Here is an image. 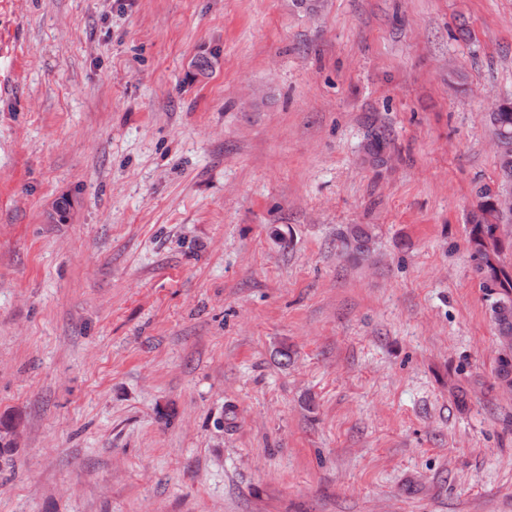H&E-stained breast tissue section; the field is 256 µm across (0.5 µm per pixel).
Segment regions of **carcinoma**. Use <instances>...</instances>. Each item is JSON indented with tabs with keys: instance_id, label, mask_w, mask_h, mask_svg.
<instances>
[{
	"instance_id": "obj_1",
	"label": "carcinoma",
	"mask_w": 512,
	"mask_h": 512,
	"mask_svg": "<svg viewBox=\"0 0 512 512\" xmlns=\"http://www.w3.org/2000/svg\"><path fill=\"white\" fill-rule=\"evenodd\" d=\"M495 140L512 147V102L504 101L496 111L489 113ZM390 143L386 130L376 128L367 135L366 151L375 161H383ZM500 183L497 189L481 185L475 189L476 210L469 227L467 244L473 271L487 300L495 334L512 336V265L504 263V251L512 249V241L497 236L498 224H512V212L498 213L492 203L495 191H512V151L497 154ZM338 247L350 259L367 257L373 248V237L368 229L353 224L337 236ZM497 387L512 393V358H497L494 368Z\"/></svg>"
}]
</instances>
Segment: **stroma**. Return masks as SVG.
Here are the masks:
<instances>
[{"label":"stroma","instance_id":"obj_1","mask_svg":"<svg viewBox=\"0 0 512 512\" xmlns=\"http://www.w3.org/2000/svg\"><path fill=\"white\" fill-rule=\"evenodd\" d=\"M507 97L512 0H0V512H512ZM488 120L494 137L510 146V152L497 153L500 183L494 190L488 185L476 187V210L469 227L467 244L473 271L487 300L489 312L501 354L512 352V265H506L502 255L512 249V241L504 242L496 232L500 224H512V193H501L495 200L497 213L491 202L497 191H512V102L490 112ZM373 237L361 224H353L341 230L337 241L341 251L350 259L359 260L367 257L373 248Z\"/></svg>","mask_w":512,"mask_h":512}]
</instances>
